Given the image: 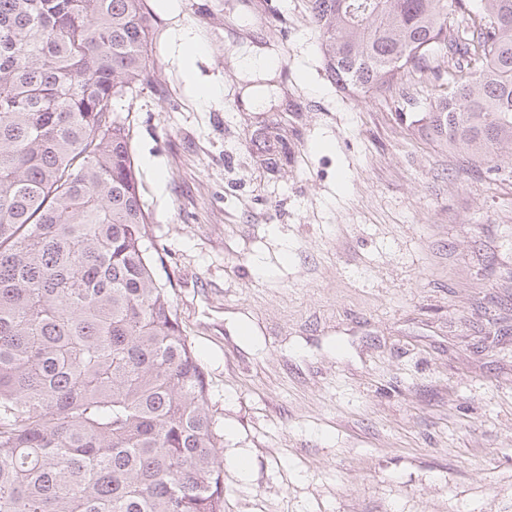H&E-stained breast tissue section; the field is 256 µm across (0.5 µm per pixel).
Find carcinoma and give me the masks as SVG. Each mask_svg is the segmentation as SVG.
Here are the masks:
<instances>
[{
	"label": "carcinoma",
	"instance_id": "carcinoma-1",
	"mask_svg": "<svg viewBox=\"0 0 512 512\" xmlns=\"http://www.w3.org/2000/svg\"><path fill=\"white\" fill-rule=\"evenodd\" d=\"M308 2L337 91L435 72L427 136L476 161L512 145V0ZM152 42L145 0H0V512H224L204 375L116 113ZM267 128L265 162L283 141Z\"/></svg>",
	"mask_w": 512,
	"mask_h": 512
}]
</instances>
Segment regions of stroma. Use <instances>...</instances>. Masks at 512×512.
<instances>
[{
	"label": "stroma",
	"instance_id": "stroma-1",
	"mask_svg": "<svg viewBox=\"0 0 512 512\" xmlns=\"http://www.w3.org/2000/svg\"><path fill=\"white\" fill-rule=\"evenodd\" d=\"M307 5L147 0L153 73L120 109L224 512H512V150L492 170L427 137L429 73L337 92Z\"/></svg>",
	"mask_w": 512,
	"mask_h": 512
}]
</instances>
